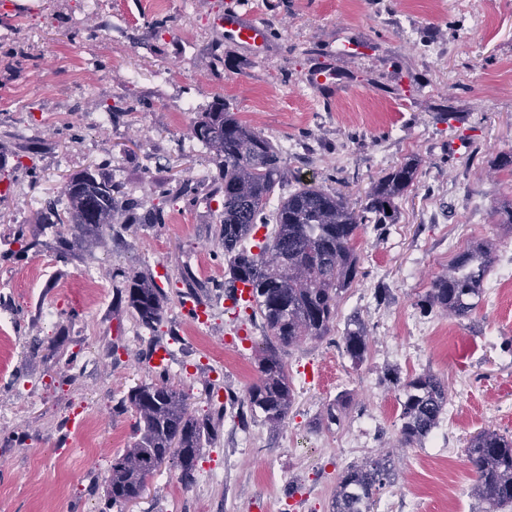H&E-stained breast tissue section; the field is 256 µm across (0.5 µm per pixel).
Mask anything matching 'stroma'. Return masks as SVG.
Here are the masks:
<instances>
[{
  "label": "stroma",
  "instance_id": "1",
  "mask_svg": "<svg viewBox=\"0 0 512 512\" xmlns=\"http://www.w3.org/2000/svg\"><path fill=\"white\" fill-rule=\"evenodd\" d=\"M85 8L0 0V324L13 348L0 367V512H105L112 438L133 440L122 399L155 381L159 356L212 438L192 479L163 465L133 512H330L339 474L381 452L396 482L374 512H449L452 495L481 512L466 445L484 429L512 436V291L462 320L416 302L447 271L449 239L512 253V230L493 217L512 203V171L498 166L512 151V0H171L157 33L150 0H97L93 38ZM227 15L267 26L260 55L225 38ZM353 40L366 55L346 52ZM324 71L332 82L314 83ZM219 98L280 150L292 188L325 185L356 207L391 167L419 161L397 222L359 230L362 276L329 336L284 351L294 400L275 428L239 417L266 330L225 296L219 169L188 145L192 119ZM95 168L121 186L117 221L65 252L71 226L39 212ZM158 208L162 222L143 223ZM85 276L103 285L96 300L72 289ZM149 276L167 296L152 330L118 300ZM355 319L368 337L359 364L342 345ZM432 327L450 334L433 341ZM391 369L436 374L456 404L422 445H399ZM343 393L341 426L319 427ZM355 434L365 447L353 456Z\"/></svg>",
  "mask_w": 512,
  "mask_h": 512
}]
</instances>
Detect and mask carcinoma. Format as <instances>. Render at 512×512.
<instances>
[{
	"instance_id": "1",
	"label": "carcinoma",
	"mask_w": 512,
	"mask_h": 512,
	"mask_svg": "<svg viewBox=\"0 0 512 512\" xmlns=\"http://www.w3.org/2000/svg\"><path fill=\"white\" fill-rule=\"evenodd\" d=\"M190 133L220 165L215 191L222 197L218 235L224 254L231 258L224 287L234 305L251 309L267 330L258 376L248 386L243 404L250 415L260 413L278 426L293 403L282 352L306 339L329 335L342 295L361 275L358 230L364 224L395 223L396 200L413 185L417 167L411 159L393 167L374 182L355 209L341 192L322 185L280 194L285 178L280 151L262 132L228 111L221 99L192 122ZM118 193L120 187L112 179L88 169L67 181L65 210L60 213L49 206L47 211L55 224L109 227L115 223ZM275 195L278 203L269 213ZM271 223L273 234L256 239V232ZM495 262V251L485 244L458 252L449 271L431 281L417 305L424 311L439 308L460 319L471 317ZM239 283L251 285L250 299L235 297ZM127 302L140 325L152 328L161 321L164 295L152 281L133 283L127 289ZM343 346L355 363L362 362L367 349L363 327L347 332ZM390 382L401 385L404 393L400 443L420 445L444 414L447 386L431 373L404 380L396 373ZM188 400V394L164 375L129 390L124 403L136 416L134 440L112 460L105 480L107 508L123 512L125 503L140 497L164 460L181 471L182 479L192 477L208 430L191 414ZM347 408L342 399L329 404L326 426L341 424ZM467 462L483 512L512 509V436L489 430L478 433L468 442ZM394 479L385 455L347 467L338 476L331 512H374L378 495Z\"/></svg>"
}]
</instances>
